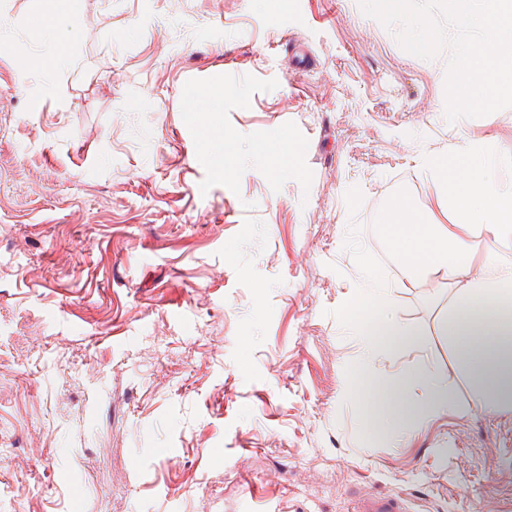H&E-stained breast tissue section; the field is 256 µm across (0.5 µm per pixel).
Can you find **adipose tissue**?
<instances>
[{
  "mask_svg": "<svg viewBox=\"0 0 512 512\" xmlns=\"http://www.w3.org/2000/svg\"><path fill=\"white\" fill-rule=\"evenodd\" d=\"M79 0H41L30 26L47 52L21 58L22 71L55 72L68 55L55 39L58 19L76 9ZM450 223L426 219L394 203L382 218V232L397 264L413 275H434L448 284V304L439 322L456 367L475 395L493 412L512 411V184L504 183L488 143L469 141L425 159ZM489 233L498 252L476 256L472 241ZM481 276L467 275L472 265ZM390 301L377 275L364 273L347 307L346 323L356 337L361 358L350 370L349 391L364 401L372 417L381 419L394 436H403L417 415L460 412L456 392L441 370L429 376L425 403L410 404L407 387L420 373L411 369L396 377L379 375L374 360L381 353L416 343L418 333L389 313Z\"/></svg>",
  "mask_w": 512,
  "mask_h": 512,
  "instance_id": "adipose-tissue-1",
  "label": "adipose tissue"
}]
</instances>
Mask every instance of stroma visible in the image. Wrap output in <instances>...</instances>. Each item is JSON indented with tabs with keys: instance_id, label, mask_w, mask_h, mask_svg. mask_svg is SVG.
<instances>
[{
	"instance_id": "1",
	"label": "stroma",
	"mask_w": 512,
	"mask_h": 512,
	"mask_svg": "<svg viewBox=\"0 0 512 512\" xmlns=\"http://www.w3.org/2000/svg\"><path fill=\"white\" fill-rule=\"evenodd\" d=\"M38 6L0 0V512H512V415L438 335L443 281L370 230L397 202L440 218L420 159L455 143L512 179V108L448 123L447 54L358 0H82L66 64L27 76ZM284 133L293 165L254 156ZM368 269L425 342L375 369L440 368L464 406L400 440L347 388ZM356 512H409L406 499L399 493L376 495L360 492L356 498Z\"/></svg>"
}]
</instances>
